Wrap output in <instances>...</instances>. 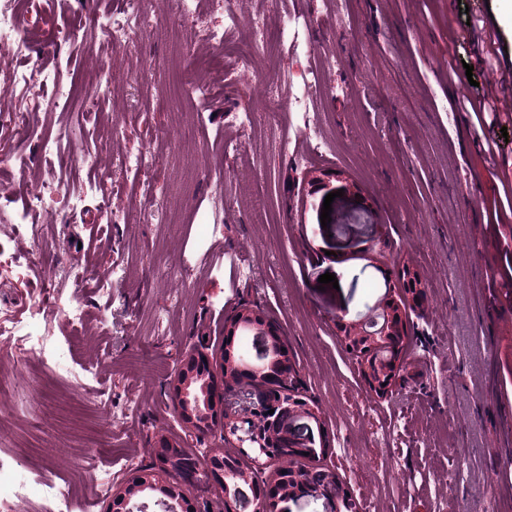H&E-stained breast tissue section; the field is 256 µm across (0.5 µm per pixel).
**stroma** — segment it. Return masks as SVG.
Returning <instances> with one entry per match:
<instances>
[{
  "label": "stroma",
  "instance_id": "1",
  "mask_svg": "<svg viewBox=\"0 0 512 512\" xmlns=\"http://www.w3.org/2000/svg\"><path fill=\"white\" fill-rule=\"evenodd\" d=\"M133 5L153 24L115 52L89 34L52 42L85 0H43L24 63L101 96L85 115L43 98L34 119L44 136L67 131L62 152H91L103 169L65 167L40 141L0 135V209L20 210L34 182L82 197L42 214L34 237L0 223V247L14 256L0 273V314L19 323L41 311L48 340L78 342L63 371L0 334V459H20L30 483L10 512H55L46 480L76 486L69 512H107L112 494L96 476L120 484L152 464L156 434L183 438L168 394L180 354L220 355L224 320L243 306L282 336L298 395L327 431L330 449L315 463L335 471L359 512H512V307L489 298L495 252L483 233L501 184L474 128L449 109L486 84V52L512 73V0H200L194 20L172 15L168 0L97 8ZM228 9L240 26L220 52L191 40L196 23L223 24ZM253 40L265 51L239 70L237 51ZM105 55L150 73L101 94ZM175 62L205 78V98L184 87L170 96ZM314 79L324 95L310 94ZM288 96L305 98L306 112L280 111ZM259 106L253 138L234 116ZM308 118L324 122L322 140L303 135ZM98 125L112 127L110 139L96 137ZM137 151L154 156L152 171L120 165ZM115 265L126 277L108 292L94 277L79 288L64 280L72 267ZM407 269L423 299L397 384L380 398L336 317L375 311ZM328 272L337 287L319 289ZM66 301L86 310L82 335Z\"/></svg>",
  "mask_w": 512,
  "mask_h": 512
}]
</instances>
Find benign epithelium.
I'll return each instance as SVG.
<instances>
[{"mask_svg": "<svg viewBox=\"0 0 512 512\" xmlns=\"http://www.w3.org/2000/svg\"><path fill=\"white\" fill-rule=\"evenodd\" d=\"M406 318V310L392 298L365 319L350 321L343 314L336 316L341 341L360 354L362 375L379 396L392 391L400 371ZM242 335L254 337L256 349L251 360L230 355L216 365L194 347L181 357L169 395L179 412L184 437L200 442L218 425L225 447L238 449L257 464L271 461L274 448L282 442L291 443L296 451H311L316 442L326 446L317 407L279 391V384L297 371L288 352L282 351L285 344L276 328L254 309L242 307L225 318L226 349L233 350L236 337ZM230 374L241 378L238 389L242 399L237 402L228 400L224 390V378ZM181 447L179 441L156 438L155 465L132 473L120 484L112 494L111 512H147L150 503L144 498L150 492L161 494L152 503L161 512H190L189 492L197 486L196 475L184 473L178 483L170 482L169 460L174 449ZM293 479L294 489L270 499L255 489L248 473L234 469L230 462L208 471L209 484L234 496L245 512H283L280 504L307 497L324 500L328 512L357 510L349 491L337 493L306 477L295 475Z\"/></svg>", "mask_w": 512, "mask_h": 512, "instance_id": "7a95c632", "label": "benign epithelium"}]
</instances>
